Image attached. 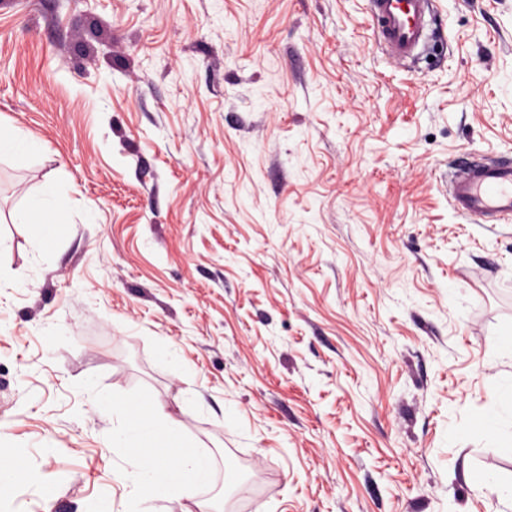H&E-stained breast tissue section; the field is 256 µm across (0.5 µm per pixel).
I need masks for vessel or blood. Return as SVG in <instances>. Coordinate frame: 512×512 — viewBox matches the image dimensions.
I'll use <instances>...</instances> for the list:
<instances>
[{"label":"vessel or blood","instance_id":"b4317fda","mask_svg":"<svg viewBox=\"0 0 512 512\" xmlns=\"http://www.w3.org/2000/svg\"><path fill=\"white\" fill-rule=\"evenodd\" d=\"M381 45L398 60L414 58L429 38L432 0H369ZM453 209L471 218L512 220V156L470 154L448 176Z\"/></svg>","mask_w":512,"mask_h":512}]
</instances>
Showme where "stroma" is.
Listing matches in <instances>:
<instances>
[{"label":"stroma","mask_w":512,"mask_h":512,"mask_svg":"<svg viewBox=\"0 0 512 512\" xmlns=\"http://www.w3.org/2000/svg\"><path fill=\"white\" fill-rule=\"evenodd\" d=\"M434 8L396 61L368 0H0V126L44 145L0 170V272L53 243L0 287V512L131 506L89 376L245 481L217 512H512L478 487L512 427L469 429L512 378V222L448 203L512 150V0Z\"/></svg>","instance_id":"obj_1"}]
</instances>
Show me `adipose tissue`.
<instances>
[{
  "instance_id": "1",
  "label": "adipose tissue",
  "mask_w": 512,
  "mask_h": 512,
  "mask_svg": "<svg viewBox=\"0 0 512 512\" xmlns=\"http://www.w3.org/2000/svg\"><path fill=\"white\" fill-rule=\"evenodd\" d=\"M44 146L40 139L28 132L8 128L0 129V157L17 163H32L43 154ZM83 392L87 399L102 408L112 409L122 416V423L112 431L109 445L113 450L114 473L118 479L131 482L136 490L168 489L169 472L159 460H145L129 452L130 441L139 435L140 429L131 418L137 409L135 396H127L125 401L109 400L98 388L94 380H86Z\"/></svg>"
}]
</instances>
